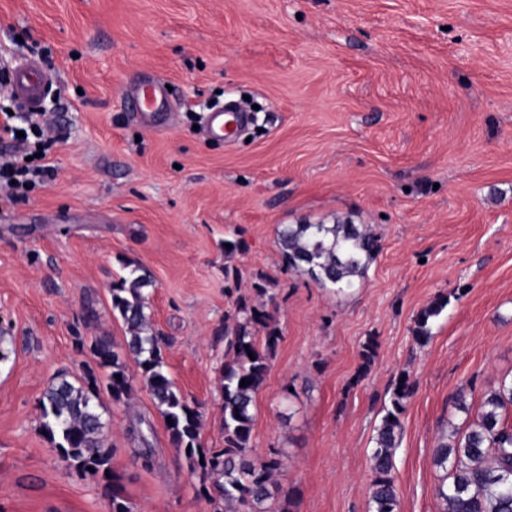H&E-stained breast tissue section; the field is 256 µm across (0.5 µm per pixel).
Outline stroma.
<instances>
[{
	"instance_id": "obj_1",
	"label": "stroma",
	"mask_w": 512,
	"mask_h": 512,
	"mask_svg": "<svg viewBox=\"0 0 512 512\" xmlns=\"http://www.w3.org/2000/svg\"><path fill=\"white\" fill-rule=\"evenodd\" d=\"M58 76L43 100L53 180L0 201V512H109L39 431L58 374L91 363L77 338L125 342L111 288L147 269L165 370L224 445L221 371L238 299L282 340L253 446L283 462L292 512H368L371 450L408 371L394 475L399 512H443L434 451L512 379V0H0V45ZM168 87L175 117L131 119L134 85ZM249 97L244 135L202 113ZM368 224L381 252L338 294L288 270V224ZM239 241L233 254L225 240ZM266 295L257 296V287ZM448 305L426 345L416 314ZM375 360L355 374L367 337ZM464 397L467 411L454 401ZM112 468L137 512H212L144 389L101 393Z\"/></svg>"
}]
</instances>
